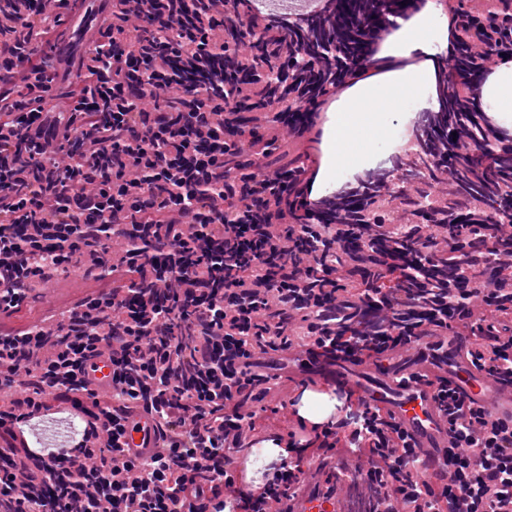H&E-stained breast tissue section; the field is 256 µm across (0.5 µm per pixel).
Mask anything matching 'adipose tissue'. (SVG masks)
<instances>
[{
    "mask_svg": "<svg viewBox=\"0 0 512 512\" xmlns=\"http://www.w3.org/2000/svg\"><path fill=\"white\" fill-rule=\"evenodd\" d=\"M446 17L434 0H429L417 22L401 25L396 32L393 52L409 56L437 50L434 34L443 28ZM430 78L428 70L407 67L390 72L388 79L367 78L358 81L351 91L342 93L344 118L335 133L336 166H343L355 153L360 142L375 143L384 118L401 110L405 102L419 97Z\"/></svg>",
    "mask_w": 512,
    "mask_h": 512,
    "instance_id": "adipose-tissue-1",
    "label": "adipose tissue"
}]
</instances>
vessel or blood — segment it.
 Listing matches in <instances>:
<instances>
[{
	"label": "vessel or blood",
	"mask_w": 512,
	"mask_h": 512,
	"mask_svg": "<svg viewBox=\"0 0 512 512\" xmlns=\"http://www.w3.org/2000/svg\"><path fill=\"white\" fill-rule=\"evenodd\" d=\"M53 7L64 16L56 32L58 53L55 74L57 110H66L71 99L70 89L85 74L92 47L106 31L102 0H55ZM475 345L474 338L452 336L448 339V354L432 358L430 352L417 348L396 349L384 360L372 359L361 353L324 360L325 369L376 400L384 414L393 416L400 427L420 448L427 467L418 475L423 483L436 476L434 460L451 442L448 426L439 416L433 396L438 379L445 378L456 386L467 405L491 408L490 423L512 420V386L497 376L475 369L466 352ZM112 387V356L100 355L87 366L86 390L97 395ZM128 426L125 443L135 452H145L157 446L163 429L143 408L127 411ZM345 476L336 467V460L327 457L305 466L303 496L283 499L282 512H348L347 502L338 492Z\"/></svg>",
	"instance_id": "b4317fda"
}]
</instances>
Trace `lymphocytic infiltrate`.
I'll return each instance as SVG.
<instances>
[{"label":"lymphocytic infiltrate","instance_id":"f902f5d3","mask_svg":"<svg viewBox=\"0 0 512 512\" xmlns=\"http://www.w3.org/2000/svg\"><path fill=\"white\" fill-rule=\"evenodd\" d=\"M61 14L0 0V313L33 282L83 258L112 289L62 311L56 324L0 332V440L21 448L0 468V512H274L302 492L293 455L314 448L362 477L366 512L386 491L415 512H512V424H488L448 380L435 401L452 446L438 489L417 481L423 459L378 406L352 405L344 382L315 422L296 381L280 400L287 425L254 432V390H277L303 368L297 347L375 355L425 336L470 335L478 369L512 385V211L456 224L470 181L512 196V178L471 169L474 145L512 148L488 115L448 119L457 53L435 62L438 107L408 129L386 171L363 172L317 196L320 106L376 71L382 41L359 28L305 69L291 60L310 33L346 29L337 0L272 7L270 0H112V23L92 51L67 112L42 104L56 71L44 36ZM24 78L22 91L8 84ZM449 201L427 224H392L378 198L414 216L423 189ZM400 271L398 288L377 283ZM359 278L354 294L345 283ZM112 354V390L84 403L88 362ZM54 400H46L47 392ZM138 402L168 428L161 446L126 456L125 411ZM60 423L51 444L40 427ZM244 432L241 447L224 435ZM277 455L249 476L253 449ZM53 482L52 495L38 488Z\"/></svg>","mask_w":512,"mask_h":512}]
</instances>
